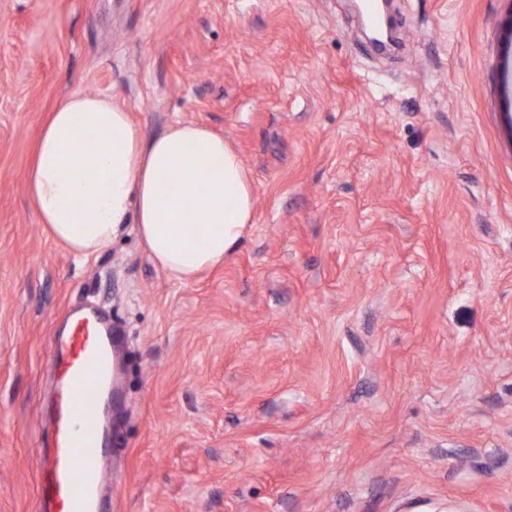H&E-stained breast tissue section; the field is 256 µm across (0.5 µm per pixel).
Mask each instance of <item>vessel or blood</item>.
<instances>
[{"instance_id":"vessel-or-blood-1","label":"vessel or blood","mask_w":512,"mask_h":512,"mask_svg":"<svg viewBox=\"0 0 512 512\" xmlns=\"http://www.w3.org/2000/svg\"><path fill=\"white\" fill-rule=\"evenodd\" d=\"M122 332L96 311L75 315L53 337L49 358L54 391L44 407L48 430L37 451V512H111L106 496L112 418L105 402L118 398Z\"/></svg>"}]
</instances>
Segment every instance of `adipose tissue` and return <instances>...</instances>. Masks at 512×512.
Segmentation results:
<instances>
[{"label":"adipose tissue","instance_id":"ef3b65f1","mask_svg":"<svg viewBox=\"0 0 512 512\" xmlns=\"http://www.w3.org/2000/svg\"><path fill=\"white\" fill-rule=\"evenodd\" d=\"M27 190L50 236L103 253L132 224L157 268L184 283L223 264L253 222L240 156L207 126L144 136L116 99L66 97L43 124Z\"/></svg>","mask_w":512,"mask_h":512}]
</instances>
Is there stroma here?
Returning <instances> with one entry per match:
<instances>
[{
  "mask_svg": "<svg viewBox=\"0 0 512 512\" xmlns=\"http://www.w3.org/2000/svg\"><path fill=\"white\" fill-rule=\"evenodd\" d=\"M0 0V512H35L49 339L127 330L112 512H512V0ZM75 92L206 124L255 222L184 284L76 257L26 175Z\"/></svg>",
  "mask_w": 512,
  "mask_h": 512,
  "instance_id": "35a3bbf8",
  "label": "stroma"
}]
</instances>
